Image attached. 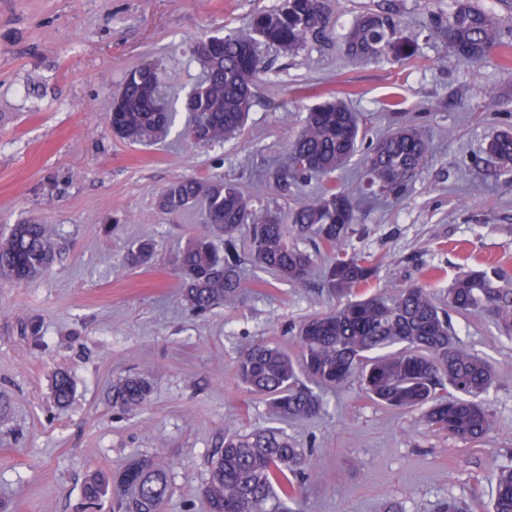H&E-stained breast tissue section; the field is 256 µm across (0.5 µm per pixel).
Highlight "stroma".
I'll return each instance as SVG.
<instances>
[{
    "label": "stroma",
    "instance_id": "obj_1",
    "mask_svg": "<svg viewBox=\"0 0 512 512\" xmlns=\"http://www.w3.org/2000/svg\"><path fill=\"white\" fill-rule=\"evenodd\" d=\"M451 0H337L327 40L292 57L260 51L267 74L241 136L193 150L182 139L187 113L158 144L115 139L107 121L126 74L157 62L181 101L200 73L197 41L245 29L281 0H0V235L27 220L47 223L57 246L38 277L0 280V512H112L94 505L83 482L150 456L164 466L163 512H205L201 491L225 431L266 427L264 400L239 385L241 348L268 342L297 351L306 318L332 299L314 253L306 286L276 281L242 255L244 288L200 315L183 301L172 266L176 248L206 231L201 210L160 211L171 181L222 177L271 208L286 210L320 190L312 178L284 185L269 169L285 158L307 108L345 94L377 134L394 116L388 99L426 125L432 153L399 200L367 199L359 159L338 181L362 203L351 250L380 263L375 289L390 293L436 271V289L459 272L501 263L512 270V178L486 174L487 143L512 127V81L497 63L458 64L437 30ZM393 9L417 35L407 59L350 61L341 43L353 18ZM142 239L156 252L141 267L128 254ZM459 340L494 367L485 398L491 430L479 446L424 432L415 411L365 397L358 384L323 391V413L283 425L323 471L304 512H438L451 498L487 512L493 470L512 460V340L481 316L452 319ZM74 384L57 406L52 380ZM142 374L152 390L143 409H113L112 384Z\"/></svg>",
    "mask_w": 512,
    "mask_h": 512
}]
</instances>
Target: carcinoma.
Here are the masks:
<instances>
[{
    "mask_svg": "<svg viewBox=\"0 0 512 512\" xmlns=\"http://www.w3.org/2000/svg\"><path fill=\"white\" fill-rule=\"evenodd\" d=\"M332 15L331 0H283L281 6L253 15L249 34L230 32L215 42L199 41L194 54L203 76L182 102L191 116L184 133L188 145L238 138L264 74L260 46L273 45L293 56L326 38ZM439 25L448 49L464 65L488 61L509 40L501 21L471 0H454ZM414 44L396 15L381 9L354 21L344 52L354 61L377 62L410 57ZM175 117L160 69L146 64L125 77L108 123L120 139L148 145L170 131ZM363 139L358 114L339 97L308 108L288 141V166L276 179L286 183L315 176L327 184L285 214L256 202L232 181L183 177L169 183L157 200L162 212L178 215L201 203L208 221L207 234L188 240L173 259L183 299L197 313L235 300L243 288L241 243L256 267L302 287L313 256L300 242L312 240L330 254L323 281L336 307L300 325L295 357L264 342L245 346L235 365L238 383L268 401L272 420L288 421L319 416L324 410L319 390L355 380L367 397L391 409L420 411L422 429L478 444L490 429L484 396L496 375L487 360L455 336L452 315L487 317L500 335L512 340V273L501 266L463 271L442 297L428 280L391 295L367 294L379 263L346 249L357 199L331 181L357 155ZM429 151V137L417 119L397 113L396 122L376 136L361 159L369 189L387 199L403 198L419 180ZM485 153L492 177H512V130L494 136ZM153 253V241L142 239L130 253V263H143ZM54 254L49 225L15 224L0 238V279L24 283L46 270ZM150 393L147 377L126 376L112 384V406L136 412ZM72 394L70 376L57 373V405L66 406ZM321 479L322 472L281 428L243 429L224 433L203 495L208 512H300L305 485ZM494 481L491 512H512V464L498 466ZM110 487L117 512H161L170 493L165 470L150 458L110 474L91 473L84 495L96 502Z\"/></svg>",
    "mask_w": 512,
    "mask_h": 512,
    "instance_id": "obj_1",
    "label": "carcinoma"
}]
</instances>
